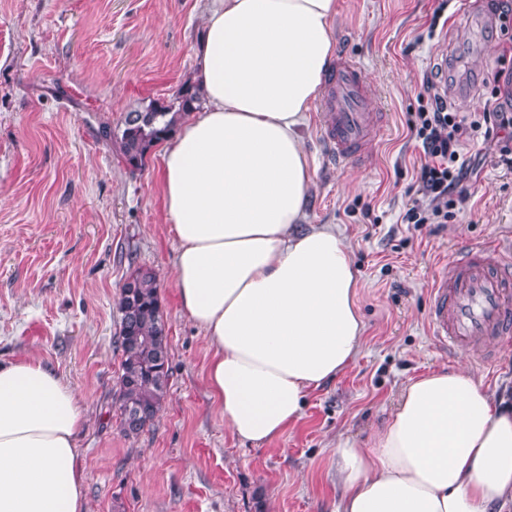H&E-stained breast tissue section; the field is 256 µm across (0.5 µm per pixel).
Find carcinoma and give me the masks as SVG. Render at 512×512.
I'll return each mask as SVG.
<instances>
[{
	"label": "carcinoma",
	"instance_id": "1",
	"mask_svg": "<svg viewBox=\"0 0 512 512\" xmlns=\"http://www.w3.org/2000/svg\"><path fill=\"white\" fill-rule=\"evenodd\" d=\"M198 101V90L187 83L179 89L176 103H155L129 113L117 134L126 165L141 169L152 148L176 131L178 117ZM119 310L120 427L125 436L132 437L157 415L169 379L166 326L153 272L139 270L124 283Z\"/></svg>",
	"mask_w": 512,
	"mask_h": 512
}]
</instances>
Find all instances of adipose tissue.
I'll return each mask as SVG.
<instances>
[{
    "label": "adipose tissue",
    "mask_w": 512,
    "mask_h": 512,
    "mask_svg": "<svg viewBox=\"0 0 512 512\" xmlns=\"http://www.w3.org/2000/svg\"><path fill=\"white\" fill-rule=\"evenodd\" d=\"M337 0H208L201 103L157 153L179 303L233 438L260 446L358 354L350 248L302 226L314 158L302 130L335 54ZM83 396L36 357L0 364V512H87ZM336 512H512V403L466 369L406 385L371 444H340Z\"/></svg>",
    "instance_id": "obj_1"
}]
</instances>
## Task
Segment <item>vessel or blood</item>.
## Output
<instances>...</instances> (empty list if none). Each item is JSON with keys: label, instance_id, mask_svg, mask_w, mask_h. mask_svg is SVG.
Instances as JSON below:
<instances>
[{"label": "vessel or blood", "instance_id": "b4317fda", "mask_svg": "<svg viewBox=\"0 0 512 512\" xmlns=\"http://www.w3.org/2000/svg\"><path fill=\"white\" fill-rule=\"evenodd\" d=\"M326 87L325 133L332 153L338 164H364L363 147L374 135L371 87L345 55L338 57ZM429 316L434 336L452 349L478 337L512 334V253L487 246L460 252L452 274L432 287Z\"/></svg>", "mask_w": 512, "mask_h": 512}]
</instances>
